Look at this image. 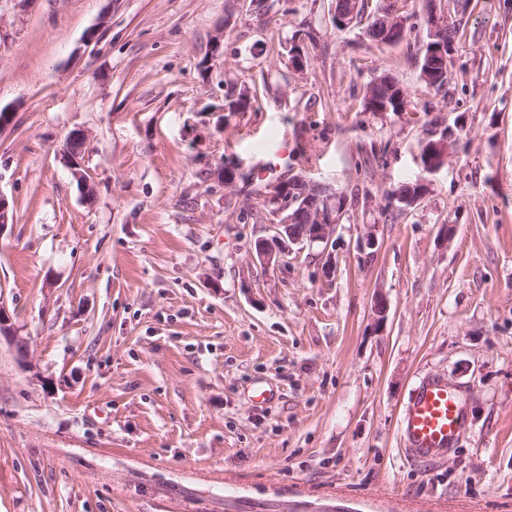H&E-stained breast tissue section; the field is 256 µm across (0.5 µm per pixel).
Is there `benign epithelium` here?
<instances>
[{"mask_svg": "<svg viewBox=\"0 0 512 512\" xmlns=\"http://www.w3.org/2000/svg\"><path fill=\"white\" fill-rule=\"evenodd\" d=\"M397 21L398 10L392 7L380 17L390 42L398 41L402 35L401 28L395 25ZM452 146L450 132L437 141L426 142L424 171L433 173L442 167ZM337 199L332 187L304 179L295 184L277 182L270 185L264 194V202L274 235L257 239L253 256L266 267L277 266L293 245L304 241L329 242L342 215V208L336 205Z\"/></svg>", "mask_w": 512, "mask_h": 512, "instance_id": "1", "label": "benign epithelium"}]
</instances>
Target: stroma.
<instances>
[{
  "label": "stroma",
  "instance_id": "stroma-1",
  "mask_svg": "<svg viewBox=\"0 0 512 512\" xmlns=\"http://www.w3.org/2000/svg\"><path fill=\"white\" fill-rule=\"evenodd\" d=\"M442 2L438 92L427 0H401L393 45L337 29L336 0H0V512H512V0ZM384 72L405 111H365ZM283 138L282 179L343 213L266 269L259 162ZM427 375L468 429L418 464L400 419ZM456 33L457 28L454 21L450 22L448 21V17H446L442 29L437 30L435 34L442 36L448 43L453 44ZM432 38H435L436 40L439 41L438 45L432 47V52L436 57V62L442 63L444 65L448 60L449 63L451 56L453 54V47L448 45V43L443 41L440 37L432 36ZM431 29H429L427 33V40L422 45L421 51V65H420V78L424 82L425 86L429 89H434L437 91L442 90L448 84V71L441 70L438 74L430 75L427 70L432 68L430 65V60L428 58V52L430 50V42H431ZM434 140L437 141H427L424 145L425 157L422 167L424 171L428 173H433L442 167L448 157L449 150L452 148L453 142L455 141L452 139L451 132H448L447 135L442 133L439 138Z\"/></svg>",
  "mask_w": 512,
  "mask_h": 512
}]
</instances>
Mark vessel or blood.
<instances>
[{
	"label": "vessel or blood",
	"mask_w": 512,
	"mask_h": 512,
	"mask_svg": "<svg viewBox=\"0 0 512 512\" xmlns=\"http://www.w3.org/2000/svg\"><path fill=\"white\" fill-rule=\"evenodd\" d=\"M466 417L458 394L436 376L419 380L401 419L404 451L416 463L433 462L454 448Z\"/></svg>",
	"instance_id": "vessel-or-blood-1"
}]
</instances>
